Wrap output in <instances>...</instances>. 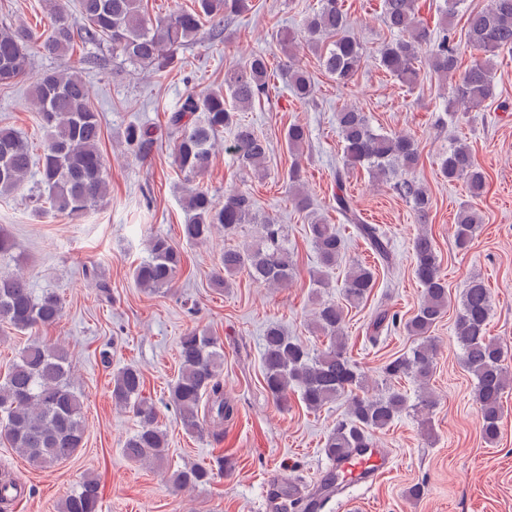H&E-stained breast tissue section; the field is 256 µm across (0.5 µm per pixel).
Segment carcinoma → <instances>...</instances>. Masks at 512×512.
<instances>
[{"label":"carcinoma","mask_w":512,"mask_h":512,"mask_svg":"<svg viewBox=\"0 0 512 512\" xmlns=\"http://www.w3.org/2000/svg\"><path fill=\"white\" fill-rule=\"evenodd\" d=\"M197 7L173 10L151 17L144 0H79V15H73L66 0H46L51 17L50 32L39 41L47 56H65L75 40L85 45H107L113 54L145 69L163 71L177 51L189 45L202 22L218 29L224 21L249 10V0H196ZM381 21L395 38L378 51L381 68L401 84L411 87L419 79L418 62L446 79L455 78L451 96L445 97L444 111H477L494 93V58L512 50V0H491L488 8L469 12L468 39L480 53L461 74L458 70V46L455 32L444 22L431 30L419 18L416 0H382ZM32 33L7 24L0 25V84L9 85L28 74V43ZM280 40L299 43L320 52L321 67L336 83L347 86L354 81L363 61V47L351 32L342 0H320L318 9L307 15L299 34L280 33ZM285 83L296 97L307 99L314 92L309 74L294 60L282 68ZM34 98L39 123L47 142L38 162L28 141L9 127L0 128V194L22 189L38 165L40 183L47 188L49 209L67 215L86 212L108 192L105 161L100 149L102 123L90 105L91 89L78 71L46 72L34 79ZM273 88L269 61L255 54L224 76V85L202 93L188 94L180 108L169 117L177 134L174 163L191 183L211 163L220 133L233 127L234 135L226 147L239 168L260 172L269 152V143L240 120L245 111ZM231 103H226V99ZM201 113L189 122L186 117ZM348 168L364 167L372 179L389 183L411 203L420 222L431 207L427 188L414 177L420 154L414 141L403 133L375 130L364 113L347 108L336 113ZM288 148L299 150L308 140V129L298 123L288 125ZM128 145L139 154L152 148L148 133L129 129ZM439 172L448 181L462 180L470 197L480 198L487 177L476 162L470 147L458 143L439 160ZM293 200L305 207L308 195L300 187L297 170L289 173ZM336 209L356 226L360 236L382 261H391L385 236L373 224H364L352 199L336 195ZM192 213L182 225V236L193 243L210 239L216 228L235 236L245 224L259 225L258 235L241 248H228L221 257L214 282L230 286L228 277L246 272L256 284L286 287L292 279L296 259L288 249L283 225L260 215L252 199L244 192L230 190L224 202L214 203L208 192L187 187L184 200ZM481 218L471 204L460 207L456 215L454 244L464 251L471 246ZM306 235L317 254L320 270L313 281L322 288L329 285L327 273L342 259L345 245L334 224L318 219L307 225ZM149 256L133 270L136 285L149 291L171 286L182 264L181 254L163 235L148 241ZM414 274L423 288L422 300L413 316L404 320L396 311L379 309L372 327L402 328L414 340L412 348L389 360L383 367L385 380L392 382L411 377L419 384L414 407L430 413L437 400L428 383L433 376L437 346L433 328L448 310V284L441 275L434 239L426 232L413 241ZM375 272L360 263L346 274L342 302L324 301L314 313V328L327 340L325 348L315 351L287 334L276 324L263 336L262 367L266 391L279 405L288 403L292 391L310 412H317L338 399H346L345 416L327 435L323 452L339 461L354 448H367L372 432L391 425L409 408L406 392L393 385L378 396L369 394L367 374L348 355L345 336V309L368 300L375 288ZM491 310L490 292L484 282L472 279L462 293L455 320L456 339L462 349V361L474 379V397L478 419L486 441H496L502 419V399L512 387V372L504 367L503 347L487 336ZM63 316V302L53 292L33 293L29 279L20 270L0 272V323L14 331L48 328ZM179 368L169 386V404L175 409L182 427L200 434L204 425L220 426L231 414L224 401V347L205 331H186L178 342ZM71 364L62 348L34 341L22 349L0 378V439L24 456L34 467L46 468L72 459L83 446V402L71 390ZM145 380L133 365L119 369L112 377V402L132 412L138 429L124 445L127 459L157 462L167 451V433L158 422L154 401L144 395ZM213 472L193 466L172 472L169 482L177 491L210 483ZM14 479L0 482V503L6 504L21 494ZM100 487L96 477H86L78 490L60 504L59 512H99Z\"/></svg>","instance_id":"carcinoma-1"}]
</instances>
